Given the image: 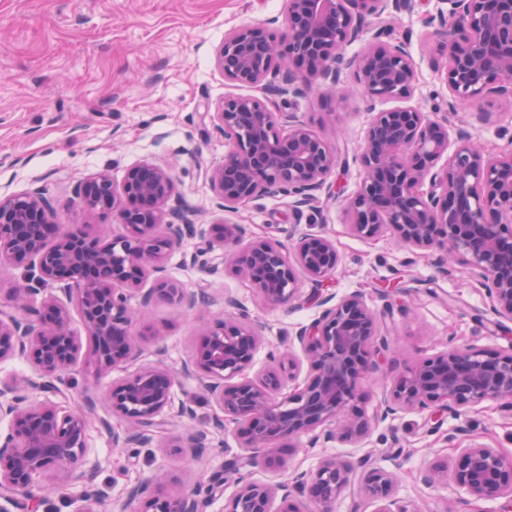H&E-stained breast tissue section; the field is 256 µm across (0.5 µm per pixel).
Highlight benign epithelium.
I'll return each instance as SVG.
<instances>
[{"mask_svg": "<svg viewBox=\"0 0 512 512\" xmlns=\"http://www.w3.org/2000/svg\"><path fill=\"white\" fill-rule=\"evenodd\" d=\"M441 7L430 21L436 50L444 59L448 110L474 105L479 124L493 113L487 100L512 99V0H437ZM414 0H284L283 22L234 28L224 35L215 63L224 79L262 91L263 97L226 96L217 111L204 106V116L224 135V160L205 169L217 205L226 212L264 197H288L302 216L330 188L338 166L335 147L296 112H285V96L304 98L352 75L363 97L406 101L416 91L417 69L401 41L391 39L388 18L410 11ZM371 34L363 51L349 56L347 47ZM355 160L363 168L357 189L346 199L352 235L376 239L392 231L413 253L432 260L451 274L448 261L461 263L486 291L493 314L512 319V149L489 155L467 132L448 145V116L432 118L421 106L394 107L374 114ZM430 189L423 190L424 184ZM78 214L123 226L112 236H92L57 223L50 200L41 189L0 196V362L28 357L38 378L0 379V512H13L25 499L29 512L44 508L39 481L54 474L60 491L83 488L75 512H107V493L97 483V470L87 469V431L97 398L80 393L83 406L68 405L65 375L77 364L96 377L135 357L145 336L135 330L131 300L148 306L164 297L199 315H210L211 300L188 291L167 274L169 258L187 239L204 245L190 254V265L208 275L219 273L213 252L225 251L235 273L249 280L270 307L297 298L296 269L316 293L339 264L336 244L323 232L303 231L291 246L266 236L245 241L242 224H216L212 234L195 224L192 211L177 191L164 162L142 161L129 167L118 185L107 173L79 183L72 201ZM26 261L16 275L15 262ZM153 287L141 288L146 279ZM59 289L62 295L53 293ZM323 310L295 339L306 352L310 373L303 385L281 395L285 377H294L296 362L269 353L273 367L256 379L244 378L263 340L265 325L241 313L233 320L210 315L194 357L177 374L159 364L139 368L112 382L104 393L108 415L128 424L125 436L112 441L145 444L160 426L159 417L175 404L178 375L193 377L215 402L223 417L213 429L194 431V448H211L228 417L251 454L232 463L243 468H279L274 449L306 434L358 442L371 423L358 406L361 382L379 367V316L364 295L355 291L338 302L320 298ZM78 313L86 336L72 327ZM43 400L33 405L30 392ZM486 401L512 406V349L488 352L448 343V350L411 361L393 380L384 399L385 412L409 408L461 413ZM353 469L335 458L323 459L312 473H298L287 483L270 486L242 475L225 512H300V494L330 512L350 483ZM449 478L470 500L512 503V458L495 448L473 445L462 450L453 466L437 460L423 481ZM395 474L376 467L362 472L365 492L377 503L374 512H417L393 498ZM224 478L205 489L149 493L139 485L130 498L138 512H203L223 495Z\"/></svg>", "mask_w": 512, "mask_h": 512, "instance_id": "benign-epithelium-1", "label": "benign epithelium"}]
</instances>
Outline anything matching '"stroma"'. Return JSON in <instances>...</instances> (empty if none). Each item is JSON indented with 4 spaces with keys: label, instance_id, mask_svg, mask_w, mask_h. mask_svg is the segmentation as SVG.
Returning <instances> with one entry per match:
<instances>
[{
    "label": "stroma",
    "instance_id": "35a3bbf8",
    "mask_svg": "<svg viewBox=\"0 0 512 512\" xmlns=\"http://www.w3.org/2000/svg\"><path fill=\"white\" fill-rule=\"evenodd\" d=\"M283 0H0V195L20 194L41 187L53 202L57 220L77 224L81 218L71 204V190L81 181L108 173L121 182L130 166L143 160H162L173 168L177 188L195 211V221L243 224L250 237L288 229L291 210L285 197L262 198L238 212L217 208L203 172L223 160L227 146L210 122L201 118L204 105L224 97L246 94V87L225 80L215 54L229 30L259 24L279 16ZM435 0H418L412 11L392 20V35L406 40L417 66L414 103L445 106L448 88L431 65L432 46L426 19L435 13ZM485 110L492 123L474 122L469 108L448 115V138L469 131L488 153L512 145V102L492 100ZM304 119L338 150L341 165L331 175V192L321 193L318 211L304 212L299 230L313 229L336 242L340 262L323 286L326 295L342 298L362 292L381 316L387 340L377 372L365 383L361 406L372 422L363 441H332L316 447H279L283 465L253 469V481L275 485L292 471L310 472L326 457L352 467L362 460L394 472L392 494L419 505L422 512H445L464 493L452 481L423 484L422 473L439 456L456 460L462 448L484 444L512 457V410L488 401L461 414L401 409L382 416L380 401L403 368L404 359L432 357L449 343L488 351L512 349V320L493 315L481 286L463 266L453 274L439 272L429 259L418 257L391 234L366 240L349 234L345 200L359 183L363 170L354 155L364 139L372 113L356 93L349 76H342L331 93L313 92L295 106ZM195 240L171 256L168 274L188 290L206 288L212 312L236 317L239 311L266 325L264 343L252 368L260 373L269 352L289 351L299 361L295 379L285 391L303 385L309 365L295 331L320 315L318 302L309 300L305 274L297 280L302 301L270 308L256 288L232 271L209 276L185 260ZM232 295L236 306L224 304ZM141 324L158 333L144 341L137 357L102 378L85 369L68 374L76 390H105L112 380L149 365L180 371L196 348L201 323L192 312L164 299L141 311ZM176 401L188 402L193 417L168 416L163 432L149 443L120 447L113 434L125 425L113 421L112 431L90 427L87 465L97 467L100 487L109 495V512H131L126 491L153 482L160 474L186 489L224 476L225 498L237 489V476L225 469L235 457L247 455L226 423L222 446L196 453L171 452L189 434L210 427L215 404L196 380L181 378Z\"/></svg>",
    "mask_w": 512,
    "mask_h": 512
}]
</instances>
